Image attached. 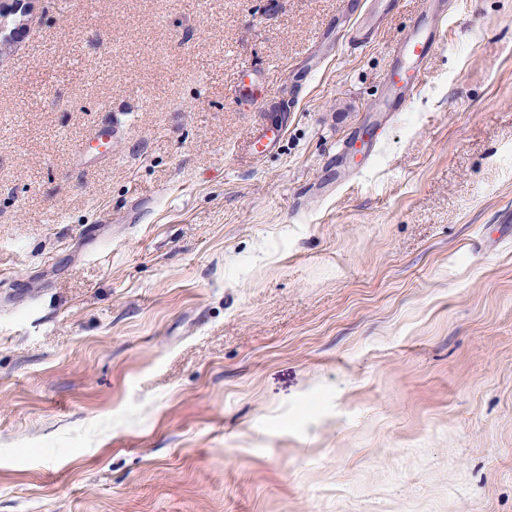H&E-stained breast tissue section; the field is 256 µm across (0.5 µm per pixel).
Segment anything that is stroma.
I'll return each instance as SVG.
<instances>
[{
	"label": "stroma",
	"instance_id": "35a3bbf8",
	"mask_svg": "<svg viewBox=\"0 0 512 512\" xmlns=\"http://www.w3.org/2000/svg\"><path fill=\"white\" fill-rule=\"evenodd\" d=\"M425 8L40 0L0 56V512H512V0H447L372 113ZM437 2L427 0L424 13L398 44L387 74L389 93L373 112H402L416 95L425 62L443 36ZM285 124L267 125L260 128L253 137V150L255 155L263 156L279 146L284 133Z\"/></svg>",
	"mask_w": 512,
	"mask_h": 512
}]
</instances>
